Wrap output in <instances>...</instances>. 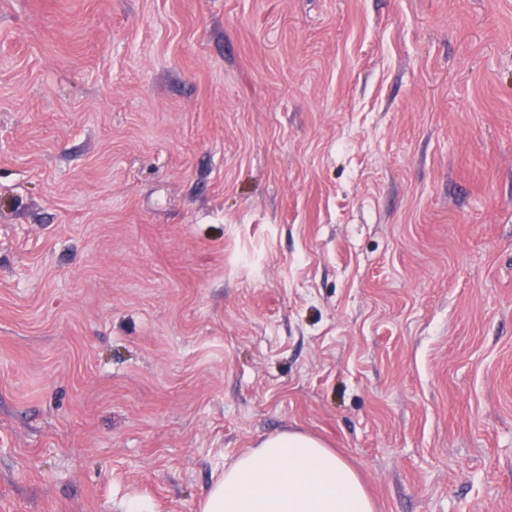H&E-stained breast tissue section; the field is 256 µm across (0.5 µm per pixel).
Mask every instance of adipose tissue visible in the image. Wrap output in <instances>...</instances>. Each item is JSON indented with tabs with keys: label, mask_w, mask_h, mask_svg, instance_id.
Masks as SVG:
<instances>
[{
	"label": "adipose tissue",
	"mask_w": 512,
	"mask_h": 512,
	"mask_svg": "<svg viewBox=\"0 0 512 512\" xmlns=\"http://www.w3.org/2000/svg\"><path fill=\"white\" fill-rule=\"evenodd\" d=\"M200 512H376L357 471L325 443L290 430L224 470Z\"/></svg>",
	"instance_id": "1"
}]
</instances>
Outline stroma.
<instances>
[{
  "instance_id": "obj_1",
  "label": "stroma",
  "mask_w": 512,
  "mask_h": 512,
  "mask_svg": "<svg viewBox=\"0 0 512 512\" xmlns=\"http://www.w3.org/2000/svg\"><path fill=\"white\" fill-rule=\"evenodd\" d=\"M288 429L512 512V0H0V512Z\"/></svg>"
}]
</instances>
